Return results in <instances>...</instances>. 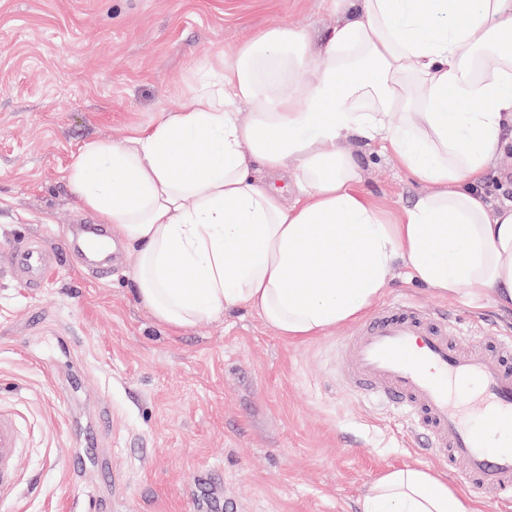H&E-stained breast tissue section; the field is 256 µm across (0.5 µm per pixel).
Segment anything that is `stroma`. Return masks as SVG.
<instances>
[{
  "mask_svg": "<svg viewBox=\"0 0 512 512\" xmlns=\"http://www.w3.org/2000/svg\"><path fill=\"white\" fill-rule=\"evenodd\" d=\"M343 18L328 0H0V408L20 432L18 486L0 512H360L371 484L404 465L448 480L411 422L336 376L350 331L292 340L258 312L226 311L174 332L139 306L123 244L101 282L66 249L96 222L66 180L85 143L123 140L179 107L199 68L270 27L313 45ZM480 190L512 202V122ZM362 187L396 219L430 184L378 145L346 143ZM36 235L57 252L43 288L22 287L8 250ZM405 297L470 334L512 330L492 302L445 298L409 267L387 276L383 301ZM121 481L74 469L81 435Z\"/></svg>",
  "mask_w": 512,
  "mask_h": 512,
  "instance_id": "obj_1",
  "label": "stroma"
}]
</instances>
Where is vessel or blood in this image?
<instances>
[{
	"label": "vessel or blood",
	"mask_w": 512,
	"mask_h": 512,
	"mask_svg": "<svg viewBox=\"0 0 512 512\" xmlns=\"http://www.w3.org/2000/svg\"><path fill=\"white\" fill-rule=\"evenodd\" d=\"M78 238L100 254L108 239L98 224ZM9 262L29 288L41 287L54 261L39 241L15 245ZM336 372L368 398L403 410L437 461L480 498L512 500V448L493 449L491 435L512 439V336L476 344L443 316L404 299L379 307L337 346ZM19 428L0 409V498L17 482Z\"/></svg>",
	"instance_id": "obj_1"
}]
</instances>
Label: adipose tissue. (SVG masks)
Here are the masks:
<instances>
[{
	"label": "adipose tissue",
	"mask_w": 512,
	"mask_h": 512,
	"mask_svg": "<svg viewBox=\"0 0 512 512\" xmlns=\"http://www.w3.org/2000/svg\"><path fill=\"white\" fill-rule=\"evenodd\" d=\"M512 0H359L324 45L272 27L121 143L85 144L67 181L137 256L140 305L173 331L256 310L303 339L359 319L396 262L450 298L512 312V204L478 187L512 118ZM434 187L388 222L348 138ZM288 173L292 199L269 182ZM361 512H480L412 466Z\"/></svg>",
	"instance_id": "1"
}]
</instances>
